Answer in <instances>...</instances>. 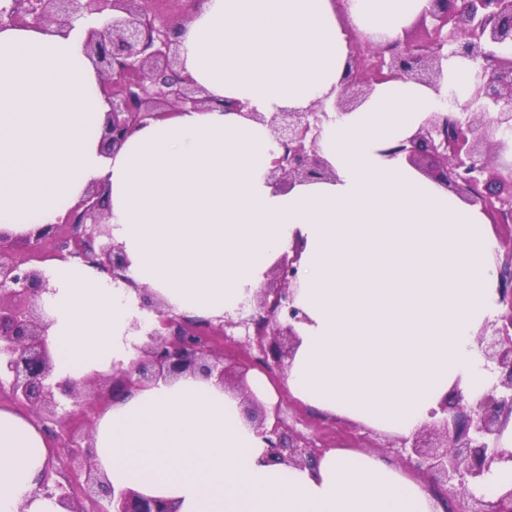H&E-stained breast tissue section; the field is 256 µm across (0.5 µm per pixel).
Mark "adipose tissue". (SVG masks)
<instances>
[{"label":"adipose tissue","mask_w":512,"mask_h":512,"mask_svg":"<svg viewBox=\"0 0 512 512\" xmlns=\"http://www.w3.org/2000/svg\"><path fill=\"white\" fill-rule=\"evenodd\" d=\"M429 0H203L178 30L189 76L211 97L246 104L175 110L116 152L98 129L109 109L76 34L0 25V233L60 222L93 184L127 280L58 260L45 269L47 342L59 379L129 366L137 292L166 312L236 314L271 265L300 250L296 400L398 436L429 422L454 386L483 392L491 374L475 336L498 310L492 233L482 212L389 148L407 141L449 93L465 99L473 65L449 59L439 90L407 79L375 86L318 142L333 182L286 192L268 174L277 151L250 120L335 96L349 36L386 44ZM98 471L115 490L176 512H444L394 460L332 448L313 464L273 463L215 380L184 375L125 393L93 423ZM53 450L35 419L0 405V512H66L40 489Z\"/></svg>","instance_id":"1"}]
</instances>
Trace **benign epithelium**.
I'll return each instance as SVG.
<instances>
[{"instance_id": "1", "label": "benign epithelium", "mask_w": 512, "mask_h": 512, "mask_svg": "<svg viewBox=\"0 0 512 512\" xmlns=\"http://www.w3.org/2000/svg\"><path fill=\"white\" fill-rule=\"evenodd\" d=\"M86 19L94 26L86 31L84 47L102 78V92L110 111L102 130L104 149L114 151L148 119L166 112L157 109H199L215 105L205 90L187 74L180 60L175 28L179 22L148 7V0H31L20 10L18 0L0 8V23L53 26L64 32L75 21ZM421 22H433L424 39L410 35L386 45L353 47L333 107L338 115L361 105L374 85L390 79H411L435 90L450 57L474 64L470 98L461 111L448 109L430 113L409 140L400 146L407 160L433 155L442 159L432 178L496 215L498 222L512 224V166L496 169L490 160V138L498 132L512 137V0H429ZM246 116L268 127L282 153L270 171L272 184L286 189L295 183L334 181L336 171L320 157L317 142L328 114L324 105L305 110L284 109L271 117L260 112ZM105 183L90 187L67 216L72 234L63 242L67 256L80 258L107 272L113 279H126L127 260L121 246L112 242L101 227L104 218ZM106 238L95 245L98 237ZM58 238L49 225L28 238L37 249ZM498 304L502 313L486 322L477 334L484 344L483 356L497 373L492 387L475 398L469 407L460 405L458 388L454 400L440 404L442 417L423 425L412 440H403L400 459L417 471L436 477L448 494L460 495V512H512V488L490 496H476L472 487L482 483L494 464L509 457L500 440L512 418V241L496 255ZM299 250L282 255L275 267L276 285L256 293L258 312L244 320L260 331L257 344L264 357L277 364L286 356L284 338L297 336L294 324L304 315L293 306L298 286ZM44 273L21 259L0 255V391L17 404L61 406L64 400L77 406L80 388L98 379L56 381L47 345V314L37 298L48 291ZM155 322L146 336L140 356L129 371L112 376V395L144 386L160 378L176 379L184 374L216 378L226 384L224 357L216 352L211 325H191L158 306L151 307ZM248 419L267 442L272 462L301 465L312 461L318 449L298 436L285 437L280 418L266 425L267 412L259 406ZM60 455L82 457L88 480L97 486L90 501L97 512H174L171 503L144 497L130 490L115 492L96 474L92 447L66 445ZM42 490L58 495L71 512H85L71 483L49 485Z\"/></svg>"}]
</instances>
